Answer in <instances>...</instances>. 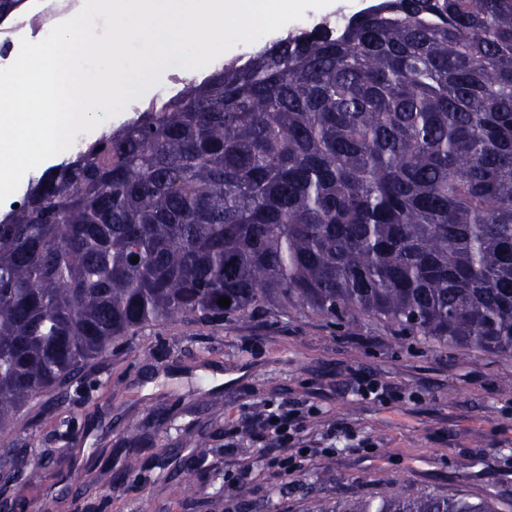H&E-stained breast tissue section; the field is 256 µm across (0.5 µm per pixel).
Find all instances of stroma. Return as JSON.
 <instances>
[{"mask_svg": "<svg viewBox=\"0 0 512 512\" xmlns=\"http://www.w3.org/2000/svg\"><path fill=\"white\" fill-rule=\"evenodd\" d=\"M94 388L22 409L26 464L7 486L23 512H299L304 496L512 493V357L436 349L375 319L329 326L264 310L217 326L163 324L121 344ZM395 392L383 402L357 389ZM297 406L321 451L273 475L241 429ZM149 426L144 469L112 457ZM254 471L230 483L238 460Z\"/></svg>", "mask_w": 512, "mask_h": 512, "instance_id": "35a3bbf8", "label": "stroma"}]
</instances>
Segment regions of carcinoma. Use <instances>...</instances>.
I'll return each instance as SVG.
<instances>
[{
	"instance_id": "obj_1",
	"label": "carcinoma",
	"mask_w": 512,
	"mask_h": 512,
	"mask_svg": "<svg viewBox=\"0 0 512 512\" xmlns=\"http://www.w3.org/2000/svg\"><path fill=\"white\" fill-rule=\"evenodd\" d=\"M261 306L512 355V0H376L334 34L290 31L32 180L0 218V439L141 329ZM23 464L5 452L4 482Z\"/></svg>"
}]
</instances>
